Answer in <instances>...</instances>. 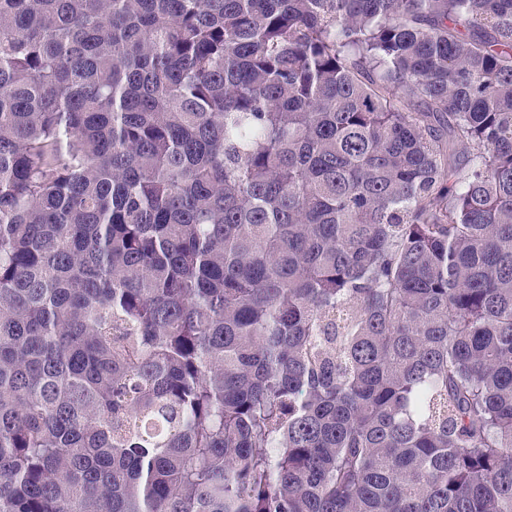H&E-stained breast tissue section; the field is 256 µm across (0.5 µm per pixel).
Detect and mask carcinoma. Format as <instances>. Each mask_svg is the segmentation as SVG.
<instances>
[{"label":"carcinoma","instance_id":"obj_1","mask_svg":"<svg viewBox=\"0 0 512 512\" xmlns=\"http://www.w3.org/2000/svg\"><path fill=\"white\" fill-rule=\"evenodd\" d=\"M0 512H512V0H0Z\"/></svg>","mask_w":512,"mask_h":512}]
</instances>
